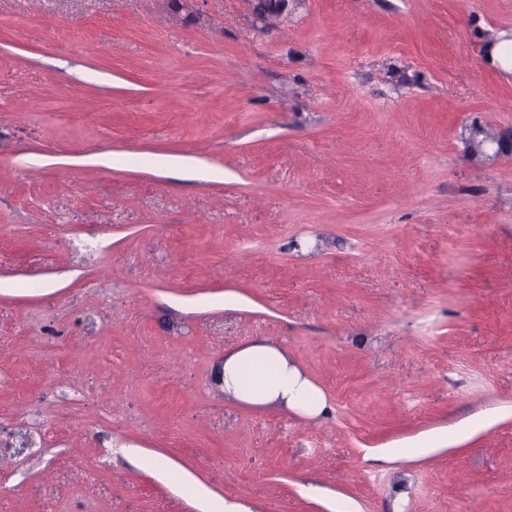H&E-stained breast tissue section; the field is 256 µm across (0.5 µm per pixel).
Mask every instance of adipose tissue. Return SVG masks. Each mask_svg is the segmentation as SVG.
Listing matches in <instances>:
<instances>
[{
  "label": "adipose tissue",
  "mask_w": 512,
  "mask_h": 512,
  "mask_svg": "<svg viewBox=\"0 0 512 512\" xmlns=\"http://www.w3.org/2000/svg\"><path fill=\"white\" fill-rule=\"evenodd\" d=\"M226 397L258 407H277L309 417L327 415L330 406L319 388L280 349L250 343L224 358Z\"/></svg>",
  "instance_id": "obj_1"
}]
</instances>
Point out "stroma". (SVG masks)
Segmentation results:
<instances>
[{"label": "stroma", "instance_id": "obj_1", "mask_svg": "<svg viewBox=\"0 0 512 512\" xmlns=\"http://www.w3.org/2000/svg\"><path fill=\"white\" fill-rule=\"evenodd\" d=\"M501 33L512 0H0V512H512ZM254 341L331 413L226 399Z\"/></svg>", "mask_w": 512, "mask_h": 512}]
</instances>
